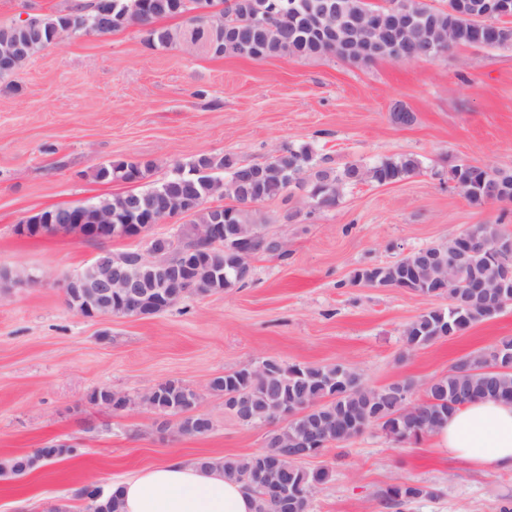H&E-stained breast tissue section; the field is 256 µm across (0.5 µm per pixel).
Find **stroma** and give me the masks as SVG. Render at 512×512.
<instances>
[{
  "label": "stroma",
  "instance_id": "1",
  "mask_svg": "<svg viewBox=\"0 0 512 512\" xmlns=\"http://www.w3.org/2000/svg\"><path fill=\"white\" fill-rule=\"evenodd\" d=\"M93 0H0V23ZM414 120L401 126L391 107ZM311 146L325 166L373 165L412 155L403 181L363 182L330 209L311 211L295 190L264 202L265 230L284 255H256L243 287L190 294L150 317L87 319L58 283L128 240L21 236L41 210L131 191L94 176L102 163H152L151 181L201 154L263 162ZM472 163L512 171V45L455 46L416 61L353 63L336 56L253 60L213 56L205 42L148 46L139 29L81 34L48 47L0 78V271L29 269L32 284L0 283V461L65 442L72 453L23 476H0V512H42L50 503L85 512L78 492L110 491L174 456H246L263 450L280 421L248 426L208 394L204 436L161 433L163 413L143 405L152 385L204 387L226 372L274 357L286 364L342 363L366 386L413 378L415 397L465 355L512 337V304L460 334L410 350L403 331L447 297L353 283L476 224L512 233V202L470 203L448 178ZM106 387L126 395L121 413L91 401ZM330 468L311 512H512V472L478 470L444 456L434 439L398 443L379 427L309 458ZM411 481L429 498L384 507L388 486Z\"/></svg>",
  "mask_w": 512,
  "mask_h": 512
}]
</instances>
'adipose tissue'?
Here are the masks:
<instances>
[{
	"label": "adipose tissue",
	"mask_w": 512,
	"mask_h": 512,
	"mask_svg": "<svg viewBox=\"0 0 512 512\" xmlns=\"http://www.w3.org/2000/svg\"><path fill=\"white\" fill-rule=\"evenodd\" d=\"M450 458L512 471V403L478 399L449 415L435 435ZM120 512H255L254 497L221 467L178 457L116 485Z\"/></svg>",
	"instance_id": "1"
}]
</instances>
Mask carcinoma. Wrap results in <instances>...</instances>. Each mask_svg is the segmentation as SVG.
<instances>
[{"label": "carcinoma", "instance_id": "carcinoma-1", "mask_svg": "<svg viewBox=\"0 0 512 512\" xmlns=\"http://www.w3.org/2000/svg\"><path fill=\"white\" fill-rule=\"evenodd\" d=\"M484 0H445L442 7H433L425 0H401L404 11L412 16L428 15L433 19V30L415 33L398 32L393 28L374 36L375 49L368 55H360L336 46V39L323 36L310 27V19L328 8L337 19H346L367 7L378 12L384 19L391 17L389 5H372L366 0H248L249 10L266 25L243 28L238 39H224V30L236 27L238 7L235 0H222L224 9L219 11L222 21L209 31L191 27L197 36H206L207 44L216 56L238 55L252 57V47L260 46L256 59L278 55L315 57L334 55L355 63H367L381 58L393 60L401 56L404 43L410 41L422 48L432 35L443 32L448 36V46H474L477 36L474 30L461 24L459 12L464 9L481 12ZM112 24L97 25V11L85 10L77 5L66 12L35 16L37 31L31 32L13 21L0 24V39L18 40L21 50L6 65L0 64V77L17 71L29 58L50 45L56 44L58 33L71 29L74 34L92 32L107 35L129 27L134 21L142 23L148 45L167 46L181 39V33L157 28L154 23L161 18L183 16L200 6L212 7L214 0H111ZM421 162L413 156L384 158L370 167L348 164L341 169L320 167L313 163V149L304 146L288 148L277 157L263 163H242L227 155L202 154L184 165L178 166L182 174H172L155 185L137 192L116 195L83 207L85 223L94 224L98 211H109L112 223L130 224L134 215L128 208L133 198L139 201V210L148 213L160 208L162 201L177 195L182 201L183 213L189 217L192 228L186 234L195 235L207 224H232L244 237L263 232V218L257 206L276 198L291 188H302L313 209L321 210L336 206L343 192L363 181L380 185L403 180L419 170ZM200 168H208L228 180L249 169L262 173L260 184L250 193L249 200L225 211L205 206L209 184L196 175ZM151 172V165L135 160H116L99 165L95 177L101 181L120 180L138 183ZM448 180L470 183L464 193L469 202L481 205L494 199L496 179L487 176L485 167L467 163L457 164L448 172ZM479 236L487 249L474 259V264L464 271H448L449 292L457 295L471 290L472 277L486 280L495 277L498 264L490 249L498 243L512 241V234L498 224L477 225ZM448 251V245H432L419 248L401 260L387 265L364 267L358 270L353 282L371 286L400 283L410 291L428 296L429 277L421 259L429 252ZM230 256L224 255V282L214 280L212 272H198L197 294L205 295L218 290L244 286L230 266ZM496 310L486 298L481 297L466 307L448 304L446 309H430L409 323L404 331L407 349L413 350L438 339L448 337L451 330L462 331L466 327L489 319ZM271 374H254L244 367L212 378L211 390L224 396V407L231 408L236 393L250 396L256 408L251 425L268 421L270 411L280 402L311 412L289 422L284 428L270 433L264 453L279 455L286 452L285 445L304 441L314 436L310 424L314 420L325 423L320 434L322 450L351 441L371 426L380 427L384 433L399 443H418L433 436L448 414L467 402L493 398L512 403V338L505 337L497 344L461 358L448 374L436 378L425 390L421 399L412 398L414 383L402 380L379 388L363 384L360 374L343 364H294L284 365L268 359ZM183 394L178 381H168L163 395L142 396V401L153 409L168 413L167 407ZM224 475L235 479L253 494L256 512H273L272 504L265 498L264 470L259 455L224 456L219 461ZM332 476L327 468L307 470L295 460L288 459L286 479L288 486L300 497L297 512H311V489L326 483ZM435 492L413 482H402L385 489L380 499L384 506L395 507L415 500L432 497Z\"/></svg>", "mask_w": 512, "mask_h": 512}]
</instances>
